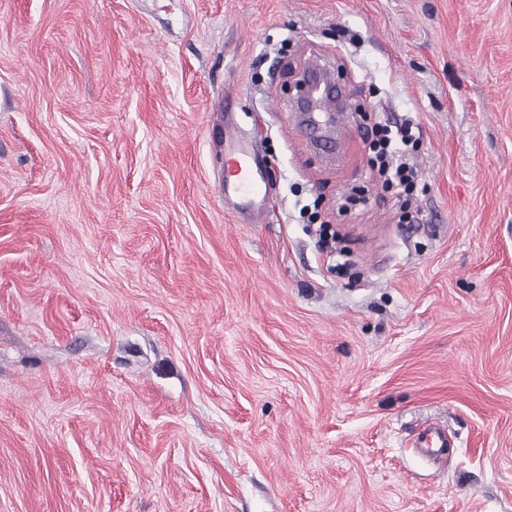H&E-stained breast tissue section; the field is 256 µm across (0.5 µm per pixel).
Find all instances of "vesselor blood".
<instances>
[{
    "mask_svg": "<svg viewBox=\"0 0 512 512\" xmlns=\"http://www.w3.org/2000/svg\"><path fill=\"white\" fill-rule=\"evenodd\" d=\"M340 93L319 91L300 101L304 122L315 132L314 142L323 152L334 153L336 145L328 128L340 109ZM264 162L252 138L225 135L224 174L221 187L224 204L241 215L244 223L257 224L269 210L270 188L264 176ZM416 445L429 457L439 456L448 445V435L439 425H426L417 435Z\"/></svg>",
    "mask_w": 512,
    "mask_h": 512,
    "instance_id": "vessel-or-blood-1",
    "label": "vessel or blood"
}]
</instances>
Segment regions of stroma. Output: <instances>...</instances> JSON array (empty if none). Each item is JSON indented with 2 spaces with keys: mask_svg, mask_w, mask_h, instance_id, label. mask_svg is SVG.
I'll list each match as a JSON object with an SVG mask.
<instances>
[{
  "mask_svg": "<svg viewBox=\"0 0 512 512\" xmlns=\"http://www.w3.org/2000/svg\"><path fill=\"white\" fill-rule=\"evenodd\" d=\"M370 113L420 127L418 223ZM0 512H512V0H0ZM307 79H314L315 82L311 88L315 89L316 84L319 80L324 81L331 87L329 91H317L298 103V108L304 113V122L308 128L313 132H317V136L314 139L315 145L319 147L323 152L327 154H333L335 148H337V141L328 134V127L335 119H341L339 113L340 110V98L341 91L336 90V93L332 90V84L325 68V64L318 61H312L308 63L304 69L303 81ZM341 93V94H340ZM224 175L221 187L224 205L241 215L244 224H259L267 216L270 188L264 176V162L250 137H224ZM416 445L426 456L438 457L448 448V434L439 425L428 424L418 433Z\"/></svg>",
  "mask_w": 512,
  "mask_h": 512,
  "instance_id": "1",
  "label": "stroma"
}]
</instances>
